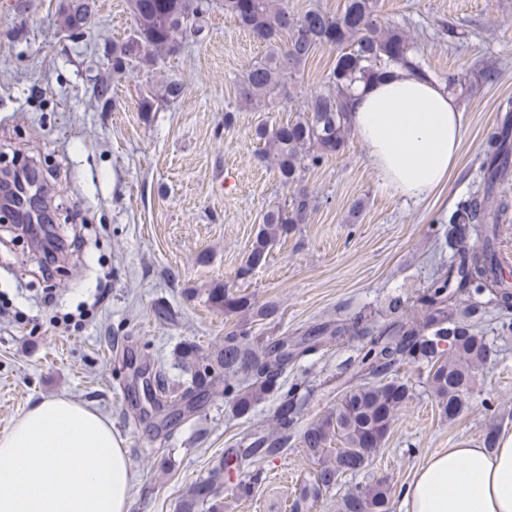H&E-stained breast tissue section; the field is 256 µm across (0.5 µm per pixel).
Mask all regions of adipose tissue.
<instances>
[{"label": "adipose tissue", "instance_id": "adipose-tissue-1", "mask_svg": "<svg viewBox=\"0 0 512 512\" xmlns=\"http://www.w3.org/2000/svg\"><path fill=\"white\" fill-rule=\"evenodd\" d=\"M348 107L386 184L420 198L447 183L463 113L444 84L396 67ZM131 486L111 422L88 405L45 398L0 434V512H129ZM398 499L400 512H512V434L434 454Z\"/></svg>", "mask_w": 512, "mask_h": 512}]
</instances>
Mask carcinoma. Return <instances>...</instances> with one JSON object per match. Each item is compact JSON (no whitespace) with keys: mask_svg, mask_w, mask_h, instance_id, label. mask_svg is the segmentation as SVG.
<instances>
[{"mask_svg":"<svg viewBox=\"0 0 512 512\" xmlns=\"http://www.w3.org/2000/svg\"><path fill=\"white\" fill-rule=\"evenodd\" d=\"M224 13L238 21L254 39L266 45V54L252 61L238 83L239 103L273 104L288 98L291 81L318 49H340L326 86L306 96L304 114L277 127L259 125L255 136L282 184L292 189L289 200L267 211L238 275L249 277L262 266L280 236L293 224H304L313 208L312 196L301 187L302 172L326 156L345 148L351 133L348 103L356 83L367 84L391 67L403 66L429 76L418 59L419 50L399 26L380 20V0H345L331 14L309 8L296 14L277 0H223ZM135 28L112 46V71L121 73L132 61L154 62L173 56L189 35L203 28L206 0H128ZM84 0H70L60 16V27L70 31L87 24ZM500 121L487 134L480 165L479 189L460 199L448 217L446 239L453 256L448 267L417 294L418 315L406 317L405 303L395 300L390 324L374 328L359 315L346 322H325L291 340L267 343L251 329L260 321L274 322L279 307L237 295L221 284L209 289L211 306L237 323L224 333V343L203 354L185 342L178 357L190 373L191 391H201L224 380V396L240 416L274 395L278 401L273 428L259 429L249 441L229 448L208 475L183 494L178 512H224V484L233 473L244 478L232 491L240 501L250 499L264 481L263 464L288 450L295 431L303 455L317 464L303 483L290 512L307 506L334 489L345 475L370 466L389 433L397 411L411 398L408 381L398 377L407 364L425 362L427 384L441 413L454 419L464 411L476 382L475 371L493 355L491 344L472 321L481 306L474 297L486 296L502 315V331L512 332V277L505 272L498 249L499 221L512 203L498 196V186L512 176V99L499 106ZM475 236L478 243L467 239ZM356 344L355 355L336 368V404L321 417L298 426L311 401L325 396L324 385L293 383L283 389L281 377L288 365L318 351L327 339ZM155 404L173 406L182 397L169 388L162 374L150 381ZM338 447H331V443ZM392 487L385 478L348 492L340 512H391Z\"/></svg>","mask_w":512,"mask_h":512,"instance_id":"carcinoma-1","label":"carcinoma"}]
</instances>
